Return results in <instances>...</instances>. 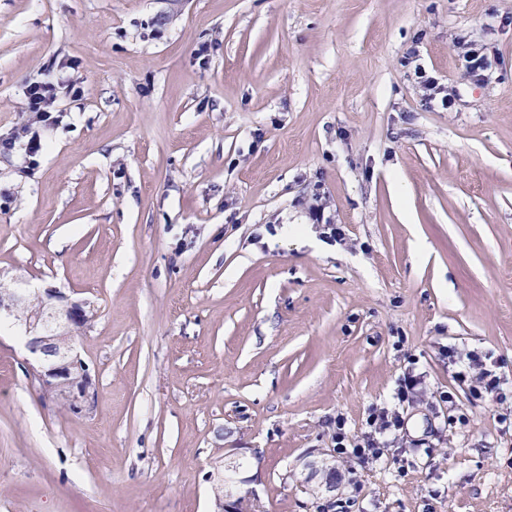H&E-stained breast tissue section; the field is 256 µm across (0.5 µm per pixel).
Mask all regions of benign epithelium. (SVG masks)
<instances>
[{"instance_id": "7a95c632", "label": "benign epithelium", "mask_w": 512, "mask_h": 512, "mask_svg": "<svg viewBox=\"0 0 512 512\" xmlns=\"http://www.w3.org/2000/svg\"><path fill=\"white\" fill-rule=\"evenodd\" d=\"M61 298L58 291L47 288L37 294L36 300L45 309L43 319L27 317L19 321L25 335V347L29 354L35 379L42 389L64 403L73 412L80 413L91 403L92 380L88 368L81 360L73 341L58 342L56 329L75 330L82 327L87 317V303L72 302L63 313L56 312L53 301ZM22 295L14 288L0 289V319L16 317ZM221 512H259V504L251 495L239 496L219 502Z\"/></svg>"}]
</instances>
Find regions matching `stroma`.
<instances>
[{
	"label": "stroma",
	"mask_w": 512,
	"mask_h": 512,
	"mask_svg": "<svg viewBox=\"0 0 512 512\" xmlns=\"http://www.w3.org/2000/svg\"><path fill=\"white\" fill-rule=\"evenodd\" d=\"M55 61L83 95L32 174L0 155V286L90 302L94 397L0 329V512H215L231 464L263 512H512V399L448 363L512 385V0H0L1 135ZM409 366L391 457L340 458ZM461 44L464 48L463 61L466 69L470 73H478L484 71L488 67V56L485 48L481 45L462 40ZM419 84L423 89L424 97L430 103H435L444 110H448L453 104L445 93V87L439 84L434 78L426 76L425 73L418 72ZM448 359L453 365H457L458 370L454 371L453 379L458 384H465L470 380L471 370H478L471 377V393L476 400L485 402L502 403L507 399L505 392L506 379L500 372L498 367L490 361L487 353L473 349L465 354V357L456 355L455 350H449ZM422 383V377L414 374L413 370H408L398 379L396 388L392 395L395 406H402L404 403H410L416 394L417 387Z\"/></svg>",
	"instance_id": "1"
}]
</instances>
